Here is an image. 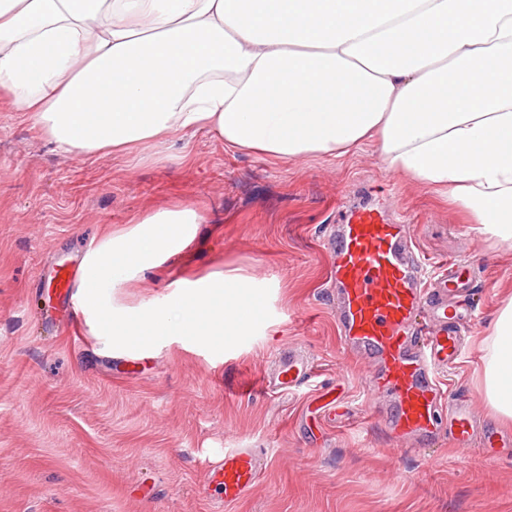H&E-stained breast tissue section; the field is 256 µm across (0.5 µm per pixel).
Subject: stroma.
Instances as JSON below:
<instances>
[{
    "mask_svg": "<svg viewBox=\"0 0 512 512\" xmlns=\"http://www.w3.org/2000/svg\"><path fill=\"white\" fill-rule=\"evenodd\" d=\"M200 205L183 254L112 291L127 318L184 296L182 279L250 276V332L108 344L88 324L47 327L55 273L130 217ZM374 204L410 220L426 257L469 260L479 313L444 388L489 410L478 343L512 293V244L481 235L370 146L286 164L206 133L138 155L65 157L0 100V512H512V447L461 453L447 433L405 451L364 396L375 371L344 344L329 288L342 211ZM315 371L294 393L246 390L277 353ZM228 448H263L251 492L221 508L196 489Z\"/></svg>",
    "mask_w": 512,
    "mask_h": 512,
    "instance_id": "1",
    "label": "stroma"
}]
</instances>
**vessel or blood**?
<instances>
[{"label":"vessel or blood","mask_w":512,"mask_h":512,"mask_svg":"<svg viewBox=\"0 0 512 512\" xmlns=\"http://www.w3.org/2000/svg\"><path fill=\"white\" fill-rule=\"evenodd\" d=\"M74 277L62 273L56 307L74 309ZM473 266L459 259L432 265L416 254L404 223L387 222L371 207L344 212L336 227L331 283L338 295L336 323L342 339L380 370L366 383L368 391L388 397L385 414L399 440L422 442L440 423L462 449L480 444H512L508 436L479 424L469 399L447 398L439 378L461 364V332L475 317L469 290ZM313 373L301 351L280 352L264 384L273 393L291 392ZM268 464L260 448H228L213 463L198 488L205 499L224 504L245 497Z\"/></svg>","instance_id":"vessel-or-blood-1"}]
</instances>
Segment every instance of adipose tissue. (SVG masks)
<instances>
[{
  "label": "adipose tissue",
  "mask_w": 512,
  "mask_h": 512,
  "mask_svg": "<svg viewBox=\"0 0 512 512\" xmlns=\"http://www.w3.org/2000/svg\"><path fill=\"white\" fill-rule=\"evenodd\" d=\"M0 98L67 157L206 132L278 164L375 145L388 169L512 242V0H0ZM204 211L131 218L87 256L97 335L235 332L254 281L195 280L130 325L105 300L185 250ZM480 382L512 426V298L481 342Z\"/></svg>",
  "instance_id": "ef3b65f1"
}]
</instances>
